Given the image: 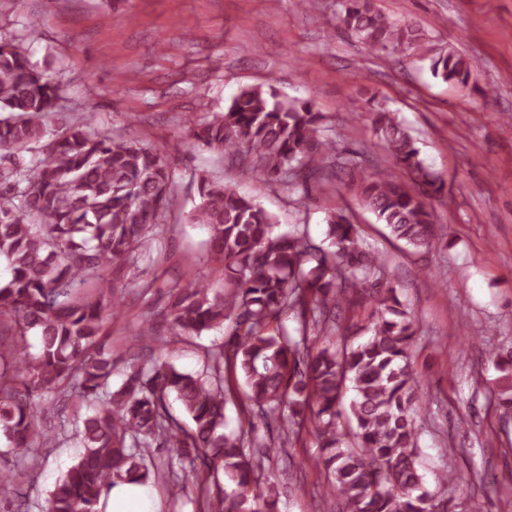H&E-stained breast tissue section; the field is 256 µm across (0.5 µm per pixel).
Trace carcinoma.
Masks as SVG:
<instances>
[{
	"mask_svg": "<svg viewBox=\"0 0 512 512\" xmlns=\"http://www.w3.org/2000/svg\"><path fill=\"white\" fill-rule=\"evenodd\" d=\"M342 5L340 22L374 52L426 46L419 27L389 19L374 0ZM428 59L433 77L471 87L472 59L451 49ZM61 98L59 82L0 42V156L12 161L0 168V264L8 270L0 279V436L25 450L16 467L0 470V491L34 477L38 449L72 439L84 451L56 482L47 512H99L116 483L144 485L164 468L175 497L183 479L195 482L196 512H276L258 418L283 430L284 452L312 436L316 465L343 512H437L419 469L416 415L427 392L412 355L418 324L385 280L387 258L365 245L341 209L327 216L325 248L305 224L276 232L274 217L232 183L200 175L187 221L207 227L224 282L172 280L164 318L176 336L226 325L224 344L206 350L203 374L126 360L127 379L112 389L115 361L100 337L116 315L119 275L163 229L173 173L165 149L101 135L87 123L65 127L44 145V157L23 165L21 153L42 139V121ZM370 111L409 183L383 169L361 174L355 154L320 135L325 116L314 101L281 99L270 84L242 89L207 123H187L193 142L243 176L259 171L283 184L348 177L345 185L392 236L428 251L444 238L432 204L444 183L388 109ZM366 304L374 319L359 341L341 312ZM291 314L295 336L285 326ZM155 319L145 318L136 341L160 335ZM31 332L40 336L37 355L28 351ZM171 395L192 427L169 413ZM47 397L62 407L81 400L93 414L47 430L40 423ZM229 404L240 410L230 432ZM154 447L176 449L183 472L157 460Z\"/></svg>",
	"mask_w": 512,
	"mask_h": 512,
	"instance_id": "carcinoma-1",
	"label": "carcinoma"
}]
</instances>
